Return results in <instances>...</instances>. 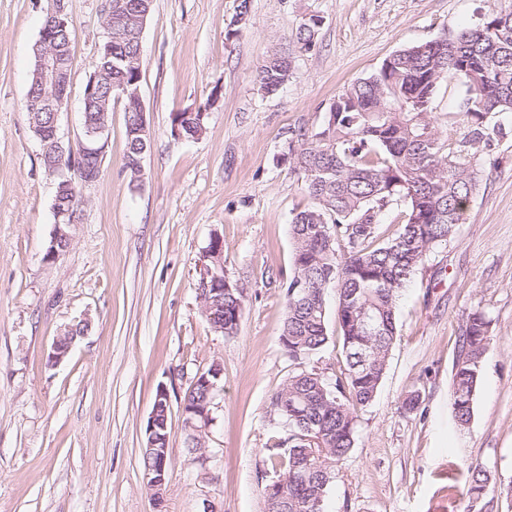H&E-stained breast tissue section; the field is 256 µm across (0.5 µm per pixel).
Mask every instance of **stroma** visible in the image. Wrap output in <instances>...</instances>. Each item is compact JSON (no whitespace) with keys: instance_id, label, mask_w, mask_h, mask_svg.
I'll return each instance as SVG.
<instances>
[{"instance_id":"stroma-1","label":"stroma","mask_w":512,"mask_h":512,"mask_svg":"<svg viewBox=\"0 0 512 512\" xmlns=\"http://www.w3.org/2000/svg\"><path fill=\"white\" fill-rule=\"evenodd\" d=\"M153 0L140 94L149 141L126 165L123 104L113 101L97 181L58 259L56 180L24 110L46 0H0V512H266L276 480L266 442L281 428L272 395L293 367L280 340L293 271L289 226L309 200L289 163L298 130L317 131L336 95L391 53L473 26L488 0ZM72 83L58 116L66 149L83 141L85 83L106 40V0H65ZM322 24L311 48L295 33ZM288 82L264 93L272 54ZM200 112L184 139L177 114ZM482 155L484 176L455 237L416 272L399 337L354 447L337 464L326 512H469V467L488 471V512H512V113ZM244 292L235 335L215 332L197 289L213 234ZM492 320L467 426L449 396L469 313ZM88 329L49 359L68 325ZM223 374L202 455L187 452L182 405L197 374ZM169 393L170 468L162 504L143 478L145 430ZM419 392L417 413L403 400ZM291 74V61L288 57L273 54L259 69L258 82L260 88L267 94L277 92Z\"/></svg>"}]
</instances>
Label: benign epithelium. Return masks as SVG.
<instances>
[{"instance_id":"benign-epithelium-1","label":"benign epithelium","mask_w":512,"mask_h":512,"mask_svg":"<svg viewBox=\"0 0 512 512\" xmlns=\"http://www.w3.org/2000/svg\"><path fill=\"white\" fill-rule=\"evenodd\" d=\"M45 13L48 14L50 24L40 30L39 39L36 42L34 52L33 74L35 82L41 87V93L36 95L28 93L26 99L38 105L39 111L47 112L51 116L49 123L43 127L33 129L42 145V158L45 167L49 172L56 175L59 181V188L67 189L70 203L61 204L56 199L53 203L56 225L77 224L81 220V188L86 184L95 182L98 174L86 167L83 163L85 156L95 153L99 156L106 151L109 139V123L92 125L90 117H83L84 144L79 154L74 155L65 149L58 128V115L66 105L69 97L71 75V53H60L54 48L53 25H61L65 12L64 0H47ZM204 259L209 264L204 266V271L199 280V296L203 308H208L209 296L214 293H222L231 290L230 282H222L213 276L211 264L217 267H224V240L215 234L211 237ZM76 335L74 328L67 327L64 334L57 336L53 344V352L50 359L54 362L60 361L69 351ZM223 370L218 363L213 364L208 370L200 373L195 380L193 388L201 389L203 398L192 399L187 397L183 404V415L185 427L194 431L190 435L191 443L195 449L203 448L202 437L199 432L207 427L211 421L210 406L217 389V382ZM146 437L148 442L143 452L153 459L144 473L146 485L154 491L156 502H162V494L168 478L169 469V448L157 446L159 439H169L168 417H159V410L151 412L147 426Z\"/></svg>"}]
</instances>
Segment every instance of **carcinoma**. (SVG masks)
Masks as SVG:
<instances>
[{
	"label": "carcinoma",
	"instance_id": "obj_1",
	"mask_svg": "<svg viewBox=\"0 0 512 512\" xmlns=\"http://www.w3.org/2000/svg\"><path fill=\"white\" fill-rule=\"evenodd\" d=\"M152 0H127L118 15L121 39L99 65L138 87L142 40ZM316 27L300 24L297 43L312 46ZM291 74L288 57L274 54L258 72L260 88L277 92ZM458 79L482 94L466 97L450 127L433 115L442 83ZM112 110L108 84L90 103L91 113ZM512 112V8L495 9L473 27L397 50L378 70L344 88L323 125L297 134L290 163L303 178L310 205L290 224L293 273L286 285L282 335L295 370L271 400L288 438L274 447L281 484L264 489L266 512H325L334 467L354 447L359 408L372 403L398 337V303L408 282L428 256L448 245L464 221L462 201L480 186L479 157L503 133L497 115ZM179 133L195 138L200 116L175 117ZM127 166L142 158L141 136L125 127ZM404 206V219L385 239L380 214ZM232 290L211 314L224 318V335L236 334L244 296ZM336 291L335 318L341 342L340 375L331 380L308 367L332 340L325 295ZM491 319L472 312L459 337L452 367L450 407L456 423L469 424L490 343ZM489 475L470 471L471 506L481 503Z\"/></svg>",
	"mask_w": 512,
	"mask_h": 512
}]
</instances>
